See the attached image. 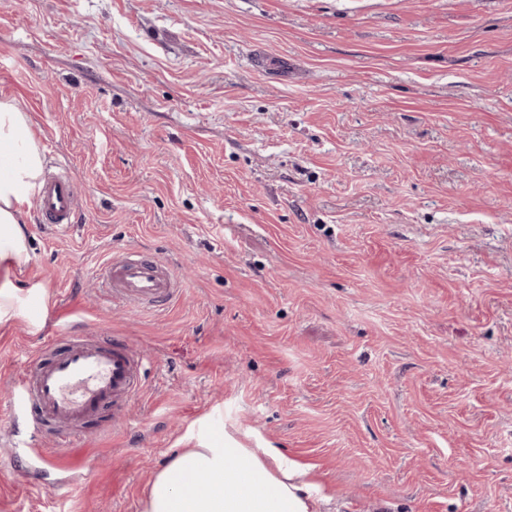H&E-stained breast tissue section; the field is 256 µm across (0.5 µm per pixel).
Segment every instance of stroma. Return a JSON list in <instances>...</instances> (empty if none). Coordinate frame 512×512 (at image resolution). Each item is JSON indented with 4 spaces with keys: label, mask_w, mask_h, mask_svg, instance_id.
Segmentation results:
<instances>
[{
    "label": "stroma",
    "mask_w": 512,
    "mask_h": 512,
    "mask_svg": "<svg viewBox=\"0 0 512 512\" xmlns=\"http://www.w3.org/2000/svg\"><path fill=\"white\" fill-rule=\"evenodd\" d=\"M0 99L80 198L8 272L51 315L0 325V512H142L208 416L324 512H512V0H0ZM128 250L168 308L103 299ZM72 328L143 388L45 468L19 381Z\"/></svg>",
    "instance_id": "stroma-1"
}]
</instances>
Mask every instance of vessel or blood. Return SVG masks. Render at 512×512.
<instances>
[{"mask_svg":"<svg viewBox=\"0 0 512 512\" xmlns=\"http://www.w3.org/2000/svg\"><path fill=\"white\" fill-rule=\"evenodd\" d=\"M40 223L69 232L78 214L76 187L70 177L53 175L39 190ZM100 274L109 284L107 299L143 310L166 308L183 290L172 271L154 256L127 251L113 256ZM142 360L120 340H101L70 332L53 356L36 355L22 380L32 403L30 428L60 427L70 437L72 424L103 416V429L119 427L123 409L141 388Z\"/></svg>","mask_w":512,"mask_h":512,"instance_id":"vessel-or-blood-1","label":"vessel or blood"}]
</instances>
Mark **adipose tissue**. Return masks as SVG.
<instances>
[{"instance_id": "1", "label": "adipose tissue", "mask_w": 512, "mask_h": 512, "mask_svg": "<svg viewBox=\"0 0 512 512\" xmlns=\"http://www.w3.org/2000/svg\"><path fill=\"white\" fill-rule=\"evenodd\" d=\"M44 157L30 117L0 100V265L29 259L26 205ZM151 482L142 512H321L327 497L279 448H247L203 419Z\"/></svg>"}]
</instances>
